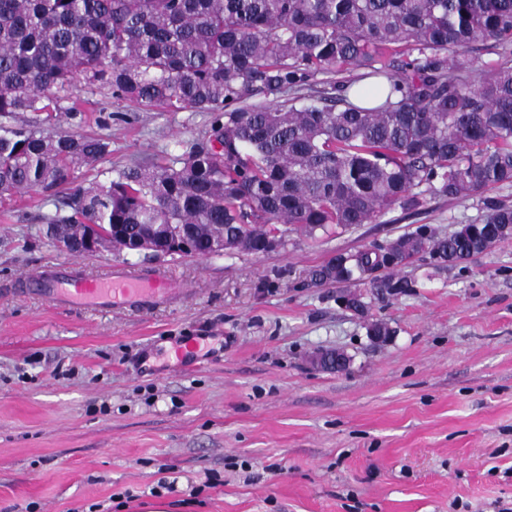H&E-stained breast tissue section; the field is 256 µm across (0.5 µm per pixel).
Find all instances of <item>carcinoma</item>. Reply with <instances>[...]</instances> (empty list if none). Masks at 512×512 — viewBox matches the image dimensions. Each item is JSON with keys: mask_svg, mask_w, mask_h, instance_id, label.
<instances>
[{"mask_svg": "<svg viewBox=\"0 0 512 512\" xmlns=\"http://www.w3.org/2000/svg\"><path fill=\"white\" fill-rule=\"evenodd\" d=\"M504 62L474 77L459 58L478 44ZM83 78L112 97L172 112H214L181 156L100 171L101 137L0 125V194L58 198L56 246L84 225L128 239L186 233L201 256L222 238L267 252L270 237H314L512 185V0H0V117L73 113ZM441 236L426 225L311 271L319 284L377 295L412 287L403 253L455 266L491 250L512 206Z\"/></svg>", "mask_w": 512, "mask_h": 512, "instance_id": "obj_1", "label": "carcinoma"}]
</instances>
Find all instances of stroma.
Here are the masks:
<instances>
[{
    "label": "stroma",
    "instance_id": "1",
    "mask_svg": "<svg viewBox=\"0 0 512 512\" xmlns=\"http://www.w3.org/2000/svg\"><path fill=\"white\" fill-rule=\"evenodd\" d=\"M52 126L102 136L99 169L182 154L213 115L113 98L78 80ZM54 201L0 197V512H498L512 506V240L452 267L403 268L409 293L358 315L310 269L427 224L478 223L479 198L425 197L339 234H290L264 254L101 249L44 235ZM76 263L161 269L185 292L146 314L70 310L24 292ZM374 320L393 334L377 342ZM195 336L209 352L171 349ZM342 350L347 370L313 357Z\"/></svg>",
    "mask_w": 512,
    "mask_h": 512
}]
</instances>
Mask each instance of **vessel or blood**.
Instances as JSON below:
<instances>
[{"mask_svg":"<svg viewBox=\"0 0 512 512\" xmlns=\"http://www.w3.org/2000/svg\"><path fill=\"white\" fill-rule=\"evenodd\" d=\"M36 291L49 301L74 308L101 311L125 310L146 313L170 302L179 290L169 277L158 270H131L116 265L106 275L86 278L70 266L40 275L33 283Z\"/></svg>","mask_w":512,"mask_h":512,"instance_id":"b4317fda","label":"vessel or blood"}]
</instances>
